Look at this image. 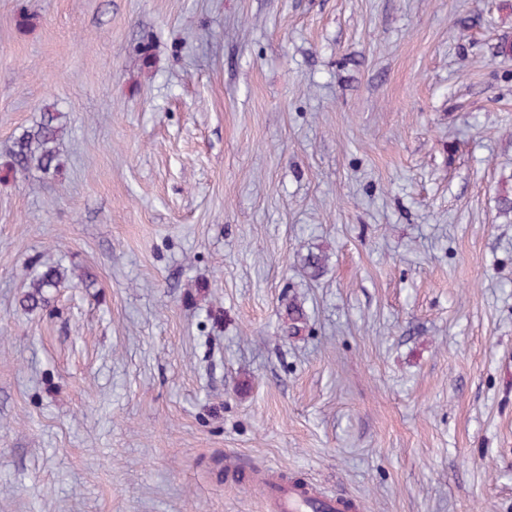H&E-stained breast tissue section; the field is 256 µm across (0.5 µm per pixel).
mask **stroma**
Masks as SVG:
<instances>
[{"instance_id":"35a3bbf8","label":"stroma","mask_w":512,"mask_h":512,"mask_svg":"<svg viewBox=\"0 0 512 512\" xmlns=\"http://www.w3.org/2000/svg\"><path fill=\"white\" fill-rule=\"evenodd\" d=\"M505 36L501 0H0V512H273L277 472L512 512ZM50 104L58 173L7 174ZM65 280V269L59 266L47 267L45 270L36 273L30 280L28 290L21 299L22 305L32 311L46 307L49 303V292L59 288ZM285 333L286 336H298L306 324V314L301 304L295 298H288L285 302Z\"/></svg>"}]
</instances>
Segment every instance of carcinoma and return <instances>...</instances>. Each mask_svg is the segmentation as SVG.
Wrapping results in <instances>:
<instances>
[{"mask_svg":"<svg viewBox=\"0 0 512 512\" xmlns=\"http://www.w3.org/2000/svg\"><path fill=\"white\" fill-rule=\"evenodd\" d=\"M63 135L61 113L50 105L44 107L40 120L12 139L6 149V169L15 175L23 174L33 167L45 173L58 172L61 165L59 145ZM303 265L309 277L318 278L325 272L326 256L320 251L310 250L303 257ZM65 280V270L58 266L36 273L21 299L22 305L32 311L47 306L49 292L59 288ZM284 324L288 336L299 335L306 324V314L294 298L285 302Z\"/></svg>","mask_w":512,"mask_h":512,"instance_id":"1","label":"carcinoma"}]
</instances>
